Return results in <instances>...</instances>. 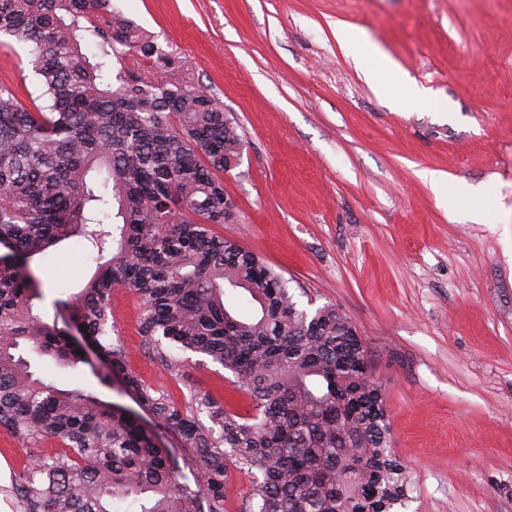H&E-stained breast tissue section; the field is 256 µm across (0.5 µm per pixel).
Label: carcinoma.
Instances as JSON below:
<instances>
[{
  "label": "carcinoma",
  "mask_w": 512,
  "mask_h": 512,
  "mask_svg": "<svg viewBox=\"0 0 512 512\" xmlns=\"http://www.w3.org/2000/svg\"><path fill=\"white\" fill-rule=\"evenodd\" d=\"M87 26L80 27V21ZM98 39L83 52L76 31ZM26 45L37 102L0 87V428L63 452L36 458L0 489L20 512H227L233 471L252 477L238 512H396L406 477L393 457L367 351L333 305L300 306L256 253L215 234L224 223V163L244 141L206 91L178 77L179 57L111 0H0V36ZM96 250L83 288L45 321L29 259L64 241ZM142 302L139 334L161 367L176 349L233 376L243 416L208 391L180 402L130 375L112 342V290ZM246 295L256 312L238 315ZM74 320L99 364L78 351ZM115 379L173 440L80 388L38 377L23 352ZM206 415L204 424L199 415Z\"/></svg>",
  "instance_id": "1"
}]
</instances>
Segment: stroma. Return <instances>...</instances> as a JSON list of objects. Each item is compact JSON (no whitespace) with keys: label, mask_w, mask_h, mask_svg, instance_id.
<instances>
[{"label":"stroma","mask_w":512,"mask_h":512,"mask_svg":"<svg viewBox=\"0 0 512 512\" xmlns=\"http://www.w3.org/2000/svg\"><path fill=\"white\" fill-rule=\"evenodd\" d=\"M160 35L238 125L245 148L224 176L233 222L213 225L260 254L306 309L332 304L356 328L380 386L393 454L405 468L400 512H512V0H111ZM346 25L396 61L377 93L334 34ZM27 47L0 44V86L24 101L40 86ZM438 98L406 101L400 74ZM482 184L480 200H439L419 173ZM95 251L66 241L34 256L38 312L79 291ZM141 302L112 293L130 373L182 396L213 392L239 414L248 399L221 367L181 353L179 375L142 348ZM37 375L93 388L45 356ZM0 430V512L14 472L60 452Z\"/></svg>","instance_id":"35a3bbf8"}]
</instances>
